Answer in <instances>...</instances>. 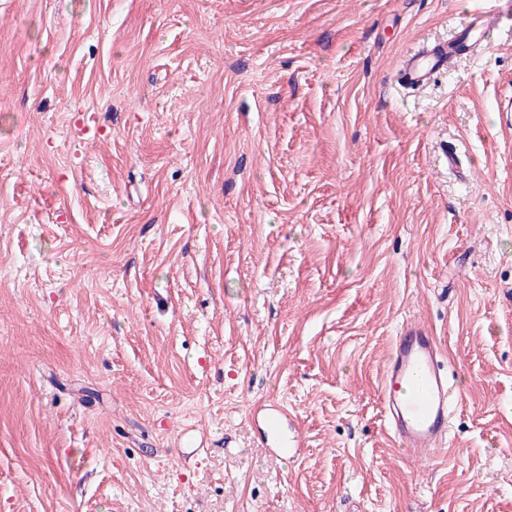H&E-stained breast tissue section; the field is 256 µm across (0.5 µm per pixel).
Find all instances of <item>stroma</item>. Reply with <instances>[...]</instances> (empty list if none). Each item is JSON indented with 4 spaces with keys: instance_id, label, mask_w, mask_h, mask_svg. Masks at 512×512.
Instances as JSON below:
<instances>
[{
    "instance_id": "1",
    "label": "stroma",
    "mask_w": 512,
    "mask_h": 512,
    "mask_svg": "<svg viewBox=\"0 0 512 512\" xmlns=\"http://www.w3.org/2000/svg\"><path fill=\"white\" fill-rule=\"evenodd\" d=\"M480 2L0 0V512H512V22L398 78ZM413 322L450 460L389 437ZM263 420L268 432V441L276 453L283 458H294L304 447L301 435L295 427L288 411L267 409Z\"/></svg>"
}]
</instances>
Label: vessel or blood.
<instances>
[{"label":"vessel or blood","instance_id":"b4317fda","mask_svg":"<svg viewBox=\"0 0 512 512\" xmlns=\"http://www.w3.org/2000/svg\"><path fill=\"white\" fill-rule=\"evenodd\" d=\"M505 17L512 18V0L500 10L472 13L453 41L422 47L404 59L405 82L414 87L428 84L455 58L482 46L486 32ZM381 396L396 447L427 459L445 445L451 392L441 346L426 325L398 332L382 371ZM263 420L278 455L291 459L300 454L304 443L286 410H268Z\"/></svg>","mask_w":512,"mask_h":512}]
</instances>
